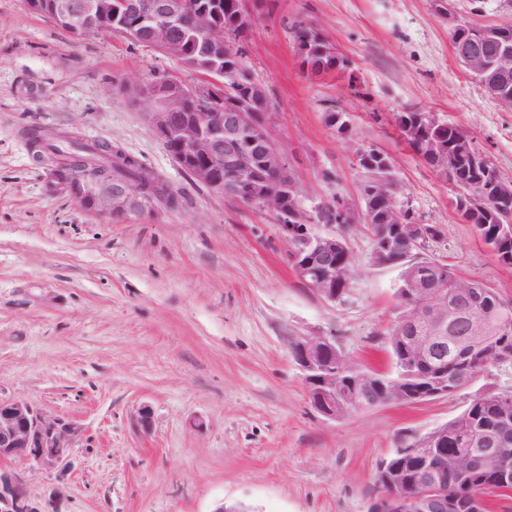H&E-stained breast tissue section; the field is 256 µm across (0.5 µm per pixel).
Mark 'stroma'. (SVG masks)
Returning a JSON list of instances; mask_svg holds the SVG:
<instances>
[{
	"mask_svg": "<svg viewBox=\"0 0 512 512\" xmlns=\"http://www.w3.org/2000/svg\"><path fill=\"white\" fill-rule=\"evenodd\" d=\"M247 61L277 111L272 132L310 214L356 201L355 153H387L416 219L440 225L428 257L512 300L500 264L458 217L451 184L413 153L397 125L409 108L468 128L512 181V108L457 62L434 0H248ZM460 22L511 24L512 0H454ZM330 38L350 67L304 73L291 25ZM201 73L118 34L77 35L0 0V397L23 398L78 426L61 467L12 463L30 496L56 512H367L379 463L460 414L476 396L512 391V366L452 395L324 420L311 407L291 337H334L354 361L392 369L388 331L399 270L369 262L372 239L350 225L357 269L344 301L295 276L268 212L197 182L128 87ZM330 111L348 128L328 126ZM109 141L179 196L178 208L121 223L55 189L52 154L30 129ZM150 428H142V409Z\"/></svg>",
	"mask_w": 512,
	"mask_h": 512,
	"instance_id": "1",
	"label": "stroma"
}]
</instances>
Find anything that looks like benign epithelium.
Instances as JSON below:
<instances>
[{"label": "benign epithelium", "instance_id": "benign-epithelium-1", "mask_svg": "<svg viewBox=\"0 0 512 512\" xmlns=\"http://www.w3.org/2000/svg\"><path fill=\"white\" fill-rule=\"evenodd\" d=\"M187 0H47L45 13L68 24L75 33L109 31L123 33L140 30L141 43L146 44L181 65L189 66L181 29L187 15ZM238 34L224 35L214 15L196 10L193 15L195 30L204 40L207 56L213 67L206 71V79L197 85L185 87L173 80L170 90L162 92L149 82L136 85L139 101L151 104L149 118L158 136L168 146L174 160L192 173L197 181L217 194L244 205H255L275 216L286 214L297 220L306 219L301 200L286 205V190L297 191L298 181L288 158L271 135L270 128L276 114L269 107V119L258 124L252 112L253 99L267 95L265 87L253 82L240 89L235 68L221 67L222 55L235 56L246 63L241 33L253 22L246 8V0H234ZM469 38L457 36V60L482 83L487 92L496 96L507 94V78L512 70V42L500 37L497 27H473ZM236 89L235 97L224 100V92ZM207 106L203 112H184L186 102ZM466 157L476 168L493 166L491 157L478 149L470 138L447 148H437L429 158L450 166ZM55 187L67 193L83 208L95 214L106 215L115 222L155 211L152 199L136 182L119 186L101 175L86 170L75 173L62 160L51 173ZM457 190L454 206L457 214L472 217L491 213L502 230L512 231V181L496 178L485 186L468 179H454ZM340 219L347 224L363 223L372 229L374 248L372 264L385 267L381 261L383 250L400 244L418 247L441 236L437 224H408L400 237L390 235L391 225L373 223L370 208L360 205L356 210L339 202ZM279 233L291 245L289 260L297 278L323 299L334 302L342 293L336 287V268L349 254L346 244L334 233L319 234L312 224H279ZM397 287L402 293L396 322L410 329L423 322L424 336L414 337L422 354H441L448 346L459 345L464 336L465 345L478 349L492 336L512 334V308L498 310L492 324L485 308L479 306L489 290L471 284L450 298L440 289H430L417 277L410 264L399 266ZM291 353L304 373L306 391H315L312 408L326 420H336V393L359 410L372 405L362 399L359 388H346L336 381V362L342 356L336 352V342L318 334L293 336L289 339ZM456 383L448 380V372L437 369L428 376L421 392L411 395L409 389L399 388L391 381L384 403H408L412 398L427 399L455 391ZM77 436V428L50 417L25 399H0V512H47L32 501L24 477L7 467L12 460H25L51 471L60 467L68 448ZM445 438L444 427H436L417 436L405 448H398L394 458H429ZM502 438L488 435L474 441V447L461 456L463 467L480 470L497 453ZM422 492L412 498L400 495L389 475H384V487L368 512H484L483 502L476 497H448L439 477L425 471Z\"/></svg>", "mask_w": 512, "mask_h": 512}]
</instances>
